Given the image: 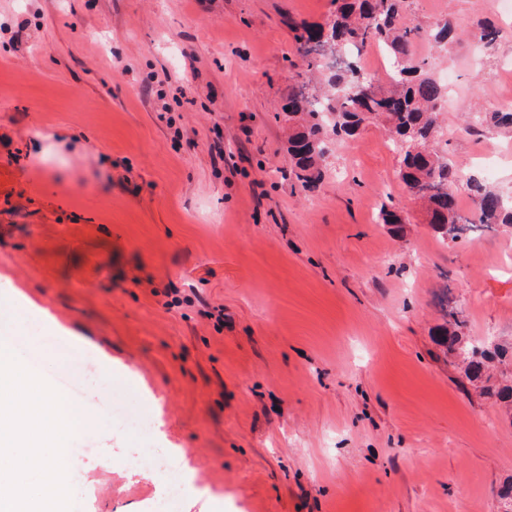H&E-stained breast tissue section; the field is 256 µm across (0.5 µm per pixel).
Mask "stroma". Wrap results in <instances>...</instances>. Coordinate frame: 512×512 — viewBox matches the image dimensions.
I'll return each instance as SVG.
<instances>
[{
    "mask_svg": "<svg viewBox=\"0 0 512 512\" xmlns=\"http://www.w3.org/2000/svg\"><path fill=\"white\" fill-rule=\"evenodd\" d=\"M332 0H0V330L60 372L106 374L82 403L100 428L66 464L82 512H503L512 408L444 354L512 344V227L436 237L380 123L331 141L305 190L280 111L293 25ZM456 40L434 142L512 197V27L493 0H408ZM501 36L486 45L481 35ZM388 206L400 228L380 223ZM152 422L124 430L115 409ZM153 448L138 473L129 460ZM471 126L482 129H512V113L498 111L483 112L478 115ZM449 316L452 320L448 321V311H445L446 323L452 325L453 330L446 328L442 337V343L446 347L448 354L460 359L470 376H478L485 362L491 360L493 356L501 355V352L499 350H497V353L496 351L491 352L483 346L475 345L468 341L462 333L464 321L459 320L453 312Z\"/></svg>",
    "mask_w": 512,
    "mask_h": 512,
    "instance_id": "stroma-1",
    "label": "stroma"
}]
</instances>
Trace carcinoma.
<instances>
[{
  "label": "carcinoma",
  "mask_w": 512,
  "mask_h": 512,
  "mask_svg": "<svg viewBox=\"0 0 512 512\" xmlns=\"http://www.w3.org/2000/svg\"><path fill=\"white\" fill-rule=\"evenodd\" d=\"M336 9L328 28L330 38L341 48L362 54L381 45L393 60L396 73L386 90L366 75L352 59L328 68L323 57L310 55L304 44L323 34L320 26L304 24L297 35L298 78L283 112L297 126L289 137L288 154L296 168V179L304 187L319 181L324 173L327 144L336 137H352L368 119L382 116L394 135L393 145L402 157L401 180L407 190L430 192L428 224L442 240H455L448 225L460 222L454 191L458 174L449 159L425 150L438 133V112L448 96L447 86L432 65L413 52L425 35L418 25L404 21L406 0H334ZM473 126L482 129H512V113L484 112ZM478 223L512 224V205L505 195L480 181L470 182ZM451 330L442 343L448 354L460 359L467 373L477 376L495 353L463 336L464 322L450 314Z\"/></svg>",
  "instance_id": "obj_1"
}]
</instances>
